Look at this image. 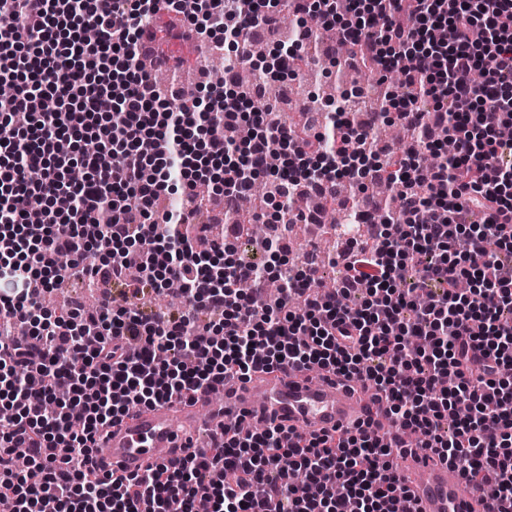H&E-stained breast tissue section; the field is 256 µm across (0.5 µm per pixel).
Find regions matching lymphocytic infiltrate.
Wrapping results in <instances>:
<instances>
[{"mask_svg": "<svg viewBox=\"0 0 512 512\" xmlns=\"http://www.w3.org/2000/svg\"><path fill=\"white\" fill-rule=\"evenodd\" d=\"M278 4L0 0V77L14 85L0 99V279L18 282L0 295V494L13 512H196L202 500L209 512H401L393 460L410 436L512 512V141L499 135L512 126V0H289L363 65L401 76L399 89L342 96L327 123L296 122L255 85L227 91L203 68L194 89L162 91L135 66L161 13L180 16L175 39L219 33L251 63L249 33ZM392 111L414 134L396 167L379 165L397 200L338 251L334 293L316 290L315 268L289 270L258 309L266 268L218 266L223 241L195 250L209 232L194 193L205 168L222 175L225 223L263 174L287 228L294 195L357 178L335 166L289 179L268 158L379 153L373 127L350 138L346 117ZM174 194L178 208L155 220ZM65 253L75 275L131 287V302L39 322L35 290L56 287ZM170 280L182 308L154 309ZM314 364L369 383L392 430L304 434L266 417L142 476L86 466L97 436L135 410Z\"/></svg>", "mask_w": 512, "mask_h": 512, "instance_id": "lymphocytic-infiltrate-1", "label": "lymphocytic infiltrate"}]
</instances>
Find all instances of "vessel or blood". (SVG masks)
Listing matches in <instances>:
<instances>
[{
  "label": "vessel or blood",
  "mask_w": 512,
  "mask_h": 512,
  "mask_svg": "<svg viewBox=\"0 0 512 512\" xmlns=\"http://www.w3.org/2000/svg\"><path fill=\"white\" fill-rule=\"evenodd\" d=\"M253 410L318 434L366 421L377 426L386 418L384 408L361 393L359 382L314 369L256 373L246 381L225 382L221 403H213L211 392L203 390L189 404L162 403L134 414L104 433L103 449L89 464L98 473L116 476L171 466L194 447L201 428L219 430L229 419L249 425ZM402 474L411 512H496L486 487H463L458 469L438 455L405 454Z\"/></svg>",
  "instance_id": "1"
}]
</instances>
